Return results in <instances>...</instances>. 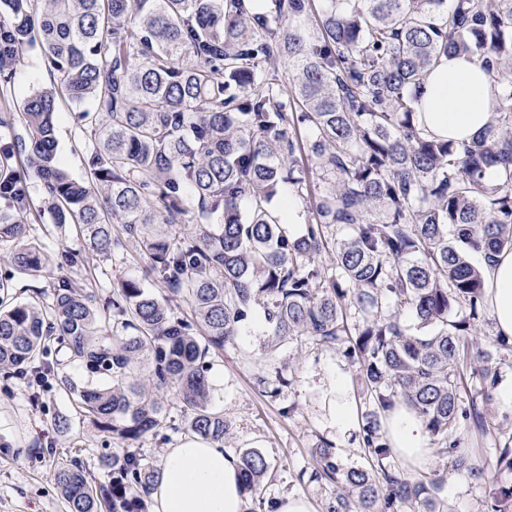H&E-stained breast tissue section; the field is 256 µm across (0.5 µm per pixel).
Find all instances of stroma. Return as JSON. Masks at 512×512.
I'll list each match as a JSON object with an SVG mask.
<instances>
[{
  "label": "stroma",
  "mask_w": 512,
  "mask_h": 512,
  "mask_svg": "<svg viewBox=\"0 0 512 512\" xmlns=\"http://www.w3.org/2000/svg\"><path fill=\"white\" fill-rule=\"evenodd\" d=\"M55 80L39 51L25 50L12 81L14 104H22ZM56 140L59 163L74 178H87L89 142L70 107H62L58 114ZM267 341L266 326L256 314L243 324L236 341L225 344L222 354L209 356L211 405L223 412L228 425L224 448L233 454L261 450L275 474L266 486V497L299 495L320 512L326 488L303 484L299 478L302 470L314 467L315 448L332 444L338 461L347 466L364 465L365 456L359 435L346 440L327 428L328 401L319 386L328 366L343 363L349 393L357 407H364L357 366L345 361L340 351L309 342L287 343L272 352ZM279 375L288 383L272 389L270 382ZM31 399L25 380L0 386V512H65L52 476L55 466L79 458L97 485L109 486L112 472L103 461L119 452L123 443L90 421L74 417L69 399L58 388L41 390L39 404ZM164 401L159 425L138 442L144 463L156 469L166 450L188 434V412L179 397L171 391ZM62 416L72 419L65 431L56 426ZM443 496L448 512H485V488L457 473H449Z\"/></svg>",
  "instance_id": "35a3bbf8"
}]
</instances>
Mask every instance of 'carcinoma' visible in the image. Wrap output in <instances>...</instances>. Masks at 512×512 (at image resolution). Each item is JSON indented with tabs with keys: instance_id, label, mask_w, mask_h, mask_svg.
<instances>
[{
	"instance_id": "carcinoma-1",
	"label": "carcinoma",
	"mask_w": 512,
	"mask_h": 512,
	"mask_svg": "<svg viewBox=\"0 0 512 512\" xmlns=\"http://www.w3.org/2000/svg\"><path fill=\"white\" fill-rule=\"evenodd\" d=\"M0 377L56 384L77 415L126 442L112 490L79 464L55 467L66 512H145L160 472L134 446L176 391L191 433L224 444L207 354L259 309L270 350L304 340L358 364L361 445L347 467L328 444L308 482L331 488L322 512H444L448 471L489 486L488 512H512V434L486 416L512 337L491 324L482 268L512 251V0H0ZM37 46L56 85L11 106L19 52ZM476 57L503 88L485 132L466 143L419 125L415 92L440 58ZM91 144L90 178L56 160L60 100ZM324 185L315 195L304 158ZM80 250L31 237L27 177ZM289 187L309 204L303 235L268 208ZM144 277L99 292L98 260L129 247ZM55 277L49 300L16 302V274ZM167 291L160 299L145 283ZM187 304L174 315L170 302ZM76 364L106 379L79 387ZM414 412L446 459L411 473L394 462L383 419ZM493 448H467L468 435ZM254 512H269L273 470L240 454Z\"/></svg>"
}]
</instances>
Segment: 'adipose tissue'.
<instances>
[{
    "label": "adipose tissue",
    "mask_w": 512,
    "mask_h": 512,
    "mask_svg": "<svg viewBox=\"0 0 512 512\" xmlns=\"http://www.w3.org/2000/svg\"><path fill=\"white\" fill-rule=\"evenodd\" d=\"M501 97L500 85L489 79L477 58L448 55L420 88L414 109L429 134L462 142L483 130ZM485 288L497 333L512 336V251L499 253L486 267ZM321 388L328 399V428L351 435L356 405L342 365L328 369ZM386 427L396 453L411 463H424L426 432L412 411L398 406L389 412ZM152 498L155 512H245L239 460L198 437H187L166 452Z\"/></svg>",
    "instance_id": "adipose-tissue-1"
}]
</instances>
